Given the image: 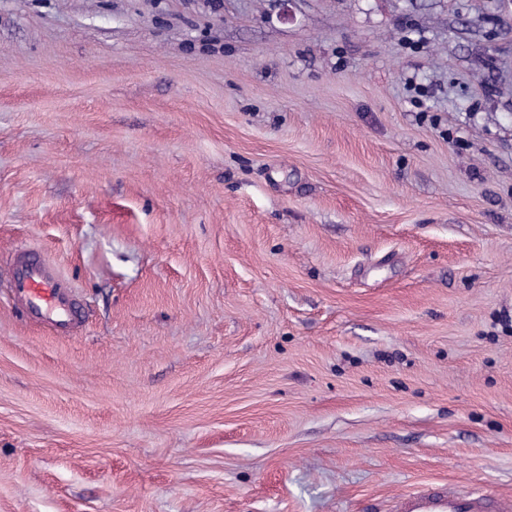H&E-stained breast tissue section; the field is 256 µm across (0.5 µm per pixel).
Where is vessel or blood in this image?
Listing matches in <instances>:
<instances>
[{"instance_id": "b4317fda", "label": "vessel or blood", "mask_w": 512, "mask_h": 512, "mask_svg": "<svg viewBox=\"0 0 512 512\" xmlns=\"http://www.w3.org/2000/svg\"><path fill=\"white\" fill-rule=\"evenodd\" d=\"M9 290L14 304L59 334L78 325L79 313L68 285L42 254L32 252L14 264ZM395 512H512V497L462 492L440 482L424 483L401 495Z\"/></svg>"}]
</instances>
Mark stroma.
<instances>
[{
  "label": "stroma",
  "instance_id": "1",
  "mask_svg": "<svg viewBox=\"0 0 512 512\" xmlns=\"http://www.w3.org/2000/svg\"><path fill=\"white\" fill-rule=\"evenodd\" d=\"M0 512L512 496V0H0ZM9 290L14 304L26 315L58 334H70L78 325V307L68 285L42 254L32 252L14 264Z\"/></svg>",
  "mask_w": 512,
  "mask_h": 512
}]
</instances>
